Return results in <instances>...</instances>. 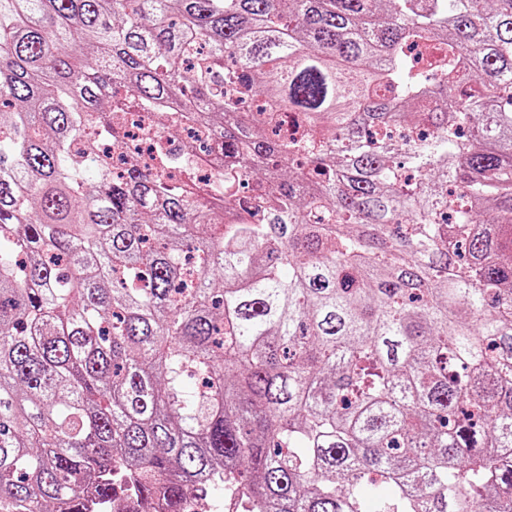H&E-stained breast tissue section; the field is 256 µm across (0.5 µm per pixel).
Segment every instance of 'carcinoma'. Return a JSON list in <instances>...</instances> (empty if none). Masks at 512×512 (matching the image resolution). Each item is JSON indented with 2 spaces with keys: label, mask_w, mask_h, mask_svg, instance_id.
Wrapping results in <instances>:
<instances>
[{
  "label": "carcinoma",
  "mask_w": 512,
  "mask_h": 512,
  "mask_svg": "<svg viewBox=\"0 0 512 512\" xmlns=\"http://www.w3.org/2000/svg\"><path fill=\"white\" fill-rule=\"evenodd\" d=\"M212 484L512 512V0H0V512ZM124 114V124L130 135L127 136L123 149H121L123 154L120 155L133 156L143 166L151 159L152 152L149 151V148L152 146V131L155 132L159 125L162 126L166 122L156 112Z\"/></svg>",
  "instance_id": "obj_1"
}]
</instances>
